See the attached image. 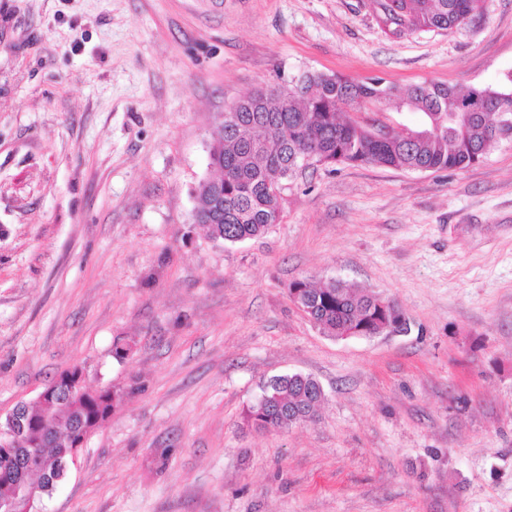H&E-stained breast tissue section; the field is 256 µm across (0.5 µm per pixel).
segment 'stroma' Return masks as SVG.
<instances>
[{
    "label": "stroma",
    "mask_w": 512,
    "mask_h": 512,
    "mask_svg": "<svg viewBox=\"0 0 512 512\" xmlns=\"http://www.w3.org/2000/svg\"><path fill=\"white\" fill-rule=\"evenodd\" d=\"M306 72L508 86L512 0L399 39L370 0H0V414L75 365L117 395L45 512H512V138L302 171L242 243L194 219L224 111ZM302 278L409 330L324 336ZM291 372L315 416L246 426Z\"/></svg>",
    "instance_id": "1"
}]
</instances>
